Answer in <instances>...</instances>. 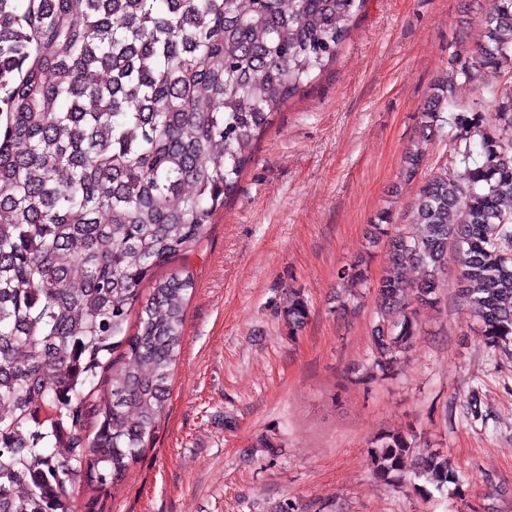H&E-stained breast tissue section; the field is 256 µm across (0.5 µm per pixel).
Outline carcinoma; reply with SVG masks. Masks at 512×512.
<instances>
[{"label":"carcinoma","mask_w":512,"mask_h":512,"mask_svg":"<svg viewBox=\"0 0 512 512\" xmlns=\"http://www.w3.org/2000/svg\"><path fill=\"white\" fill-rule=\"evenodd\" d=\"M363 3L0 0V512H75L84 483L102 488L142 454L167 406L192 288L188 274L155 272L200 241L253 141L336 61ZM487 72L512 74V0H497L482 41L420 112L405 177L442 132L457 166L420 186L423 231L378 214L388 262L371 284L372 366L356 384L388 376L413 347L450 246L462 255L457 299L485 345L512 358V93L494 112L454 96L457 79ZM337 276L355 289L367 262ZM284 313L289 333L301 330L300 290ZM366 448L380 482L460 492L448 457L411 431L377 433Z\"/></svg>","instance_id":"carcinoma-1"}]
</instances>
